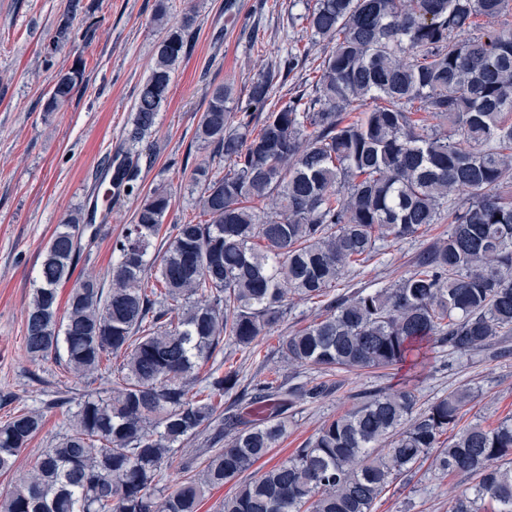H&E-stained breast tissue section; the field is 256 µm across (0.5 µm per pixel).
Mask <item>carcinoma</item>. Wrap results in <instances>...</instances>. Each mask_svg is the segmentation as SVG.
<instances>
[{
	"label": "carcinoma",
	"mask_w": 512,
	"mask_h": 512,
	"mask_svg": "<svg viewBox=\"0 0 512 512\" xmlns=\"http://www.w3.org/2000/svg\"><path fill=\"white\" fill-rule=\"evenodd\" d=\"M512 0H315L306 20L327 42L317 78L269 108L278 71L254 77L240 107L209 93L195 138L224 168L194 166L203 223L174 225L153 249L172 206L149 190L106 275L70 289L82 241L100 225L71 213L46 248L28 305L25 350L53 355L78 378H106L110 395H88L68 431L5 497L8 512H198L205 491L239 480L220 512H372L418 462L476 483L448 512H512V418L455 431L469 389L417 407L410 389L375 393L325 422L304 447L260 476H246L288 433L287 410L330 393L324 383L239 387L235 371L200 366L228 339L253 350L288 309L289 295L327 298L323 313L279 340L280 357L324 373L386 368L422 343L459 354L512 336ZM112 160L110 212L122 191H140L142 150L168 99L195 16H169ZM61 72L45 111L81 84ZM355 119H349L352 113ZM448 235L394 285L330 296L344 272L377 243L411 239L430 224ZM116 359L115 366L104 365ZM233 398L218 411L217 402ZM277 399L265 417L234 410ZM43 424L23 410L0 424V472L14 468ZM454 432L448 447L442 437ZM204 436L201 468L158 488L181 445Z\"/></svg>",
	"instance_id": "obj_1"
}]
</instances>
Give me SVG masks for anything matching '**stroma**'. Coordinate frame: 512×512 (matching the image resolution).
<instances>
[{
	"instance_id": "35a3bbf8",
	"label": "stroma",
	"mask_w": 512,
	"mask_h": 512,
	"mask_svg": "<svg viewBox=\"0 0 512 512\" xmlns=\"http://www.w3.org/2000/svg\"><path fill=\"white\" fill-rule=\"evenodd\" d=\"M193 4L196 22L190 55L179 66L168 99L143 149V190L164 185L172 208L161 231L168 238L175 224L200 221L197 187L190 168L206 157L194 137L207 94L216 85L230 87V104L244 101L259 70L274 64L288 47L317 55L324 42H312L306 15L314 0H169L171 18ZM155 0H0V423L20 410L39 409L43 426L20 454L15 467L0 473V496L26 478L38 455L53 447L70 424L67 407L53 406L62 393L78 399L101 390L66 371L55 357L31 358L24 333L33 281L57 224L74 210L90 211L94 187L110 179L107 157L115 155L130 125L140 86L154 63L161 38L152 20ZM69 23L68 38L58 39ZM83 80L72 99L58 110L45 109L59 72L74 65ZM141 202L121 197L112 205L103 230L84 246L74 275L104 276L112 265V243L120 237ZM447 224L424 227L413 239L381 242L365 263L348 269L337 292L371 290L395 284L413 268L416 254L446 236ZM319 305L293 301L271 335L260 338L254 355L224 347V367L239 371L242 383L297 379L308 383L332 378L338 388L329 397L291 411L287 437L256 465L264 472L292 455L327 420L360 402L362 396L412 388L418 407L461 388L475 399L465 408L460 427L496 425L512 416V357L495 348L460 355L448 346L426 345L417 364L388 369L343 371L324 376L315 368H295L280 358V337L306 326ZM463 475L441 476L430 464L392 484L372 512H448L449 499L471 487Z\"/></svg>"
}]
</instances>
